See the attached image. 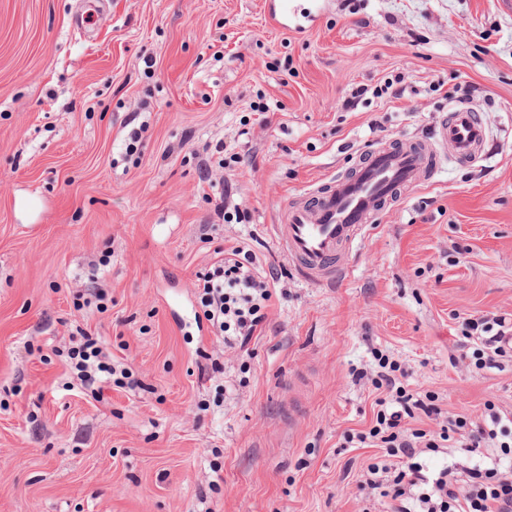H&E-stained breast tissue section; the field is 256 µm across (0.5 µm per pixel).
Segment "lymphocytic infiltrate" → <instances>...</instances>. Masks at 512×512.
<instances>
[{
	"mask_svg": "<svg viewBox=\"0 0 512 512\" xmlns=\"http://www.w3.org/2000/svg\"><path fill=\"white\" fill-rule=\"evenodd\" d=\"M277 279L243 247L216 249L209 266L197 274L198 317L225 347L246 350L266 320ZM458 349L476 373L499 368L503 358L512 356V319L487 314L464 318ZM68 357L81 386L94 394L113 376L129 375L127 368L112 365L100 337L84 330ZM377 361L375 384L389 398L382 401L375 426L355 439L362 444L379 440L387 460L369 467L363 488L390 499V512H512V415L489 403L480 418L456 416L435 435L407 428L406 419L416 412L437 417L441 410L434 401L414 397L387 356L378 355ZM458 440L471 455L468 464L450 461L431 468L424 463L425 455Z\"/></svg>",
	"mask_w": 512,
	"mask_h": 512,
	"instance_id": "1",
	"label": "lymphocytic infiltrate"
}]
</instances>
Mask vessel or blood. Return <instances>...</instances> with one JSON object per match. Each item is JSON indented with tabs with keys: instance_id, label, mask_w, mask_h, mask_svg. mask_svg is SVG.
I'll use <instances>...</instances> for the list:
<instances>
[{
	"instance_id": "vessel-or-blood-1",
	"label": "vessel or blood",
	"mask_w": 512,
	"mask_h": 512,
	"mask_svg": "<svg viewBox=\"0 0 512 512\" xmlns=\"http://www.w3.org/2000/svg\"><path fill=\"white\" fill-rule=\"evenodd\" d=\"M486 130L475 108L459 106L440 120L434 137L363 147L351 172L310 202L286 207L273 233L290 267L307 282L329 285L346 273L342 250L361 240L371 219L402 191L429 181L441 157L478 161Z\"/></svg>"
}]
</instances>
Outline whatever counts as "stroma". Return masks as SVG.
Instances as JSON below:
<instances>
[{
	"label": "stroma",
	"instance_id": "stroma-1",
	"mask_svg": "<svg viewBox=\"0 0 512 512\" xmlns=\"http://www.w3.org/2000/svg\"><path fill=\"white\" fill-rule=\"evenodd\" d=\"M78 6L0 0V512H362L383 451L347 436L388 396L379 352L438 398L442 418L411 428L489 402L512 413V361L478 376L457 349L459 315L512 317L504 0H326L301 35L266 0H105L81 30ZM392 81L403 95H378ZM458 86L484 115L485 158L404 191L335 284L291 271L273 239L283 207L363 146L431 136ZM217 140L238 159L201 172ZM222 192L249 223L215 215ZM235 243L282 272L245 353L194 296ZM93 282L106 311L78 304ZM78 327L140 388L77 386ZM202 349L223 373L201 372Z\"/></svg>",
	"mask_w": 512,
	"mask_h": 512
}]
</instances>
